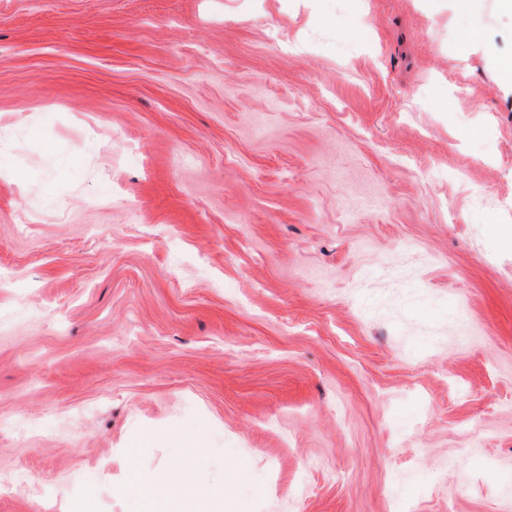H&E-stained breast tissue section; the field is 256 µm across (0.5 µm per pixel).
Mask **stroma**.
Listing matches in <instances>:
<instances>
[{
	"label": "stroma",
	"mask_w": 512,
	"mask_h": 512,
	"mask_svg": "<svg viewBox=\"0 0 512 512\" xmlns=\"http://www.w3.org/2000/svg\"><path fill=\"white\" fill-rule=\"evenodd\" d=\"M509 58L497 0H0V512H512ZM158 484L171 486L176 493L181 494L187 502H191L198 496L206 493L204 489L190 485L184 473L179 470L164 472L150 480H144L140 475H135L129 483V488L132 496L136 498L139 503V512L164 511L158 505L153 495V489Z\"/></svg>",
	"instance_id": "1"
}]
</instances>
